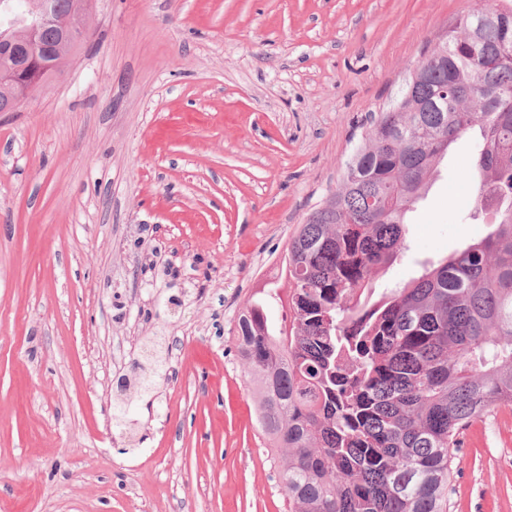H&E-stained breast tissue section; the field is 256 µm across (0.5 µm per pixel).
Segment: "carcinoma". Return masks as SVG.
<instances>
[{
  "instance_id": "cac0c4a2",
  "label": "carcinoma",
  "mask_w": 512,
  "mask_h": 512,
  "mask_svg": "<svg viewBox=\"0 0 512 512\" xmlns=\"http://www.w3.org/2000/svg\"><path fill=\"white\" fill-rule=\"evenodd\" d=\"M474 43L476 12L418 62L423 78L374 119L340 187L279 259L288 299L264 288L235 343L259 397L258 422L285 448L288 512H447L461 437L512 406V12ZM470 97L414 111L442 88ZM477 134L472 218L494 229L403 287L371 300V274L405 250L406 216L441 158ZM287 303L288 323L268 318Z\"/></svg>"
}]
</instances>
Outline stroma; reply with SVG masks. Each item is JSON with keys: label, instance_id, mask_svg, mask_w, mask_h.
<instances>
[{"label": "stroma", "instance_id": "stroma-1", "mask_svg": "<svg viewBox=\"0 0 512 512\" xmlns=\"http://www.w3.org/2000/svg\"><path fill=\"white\" fill-rule=\"evenodd\" d=\"M482 0H93L60 72L0 112V512H286L235 346L372 114ZM458 139L374 293L491 227ZM166 336L116 425L112 381ZM449 512H512V417L464 431Z\"/></svg>", "mask_w": 512, "mask_h": 512}]
</instances>
